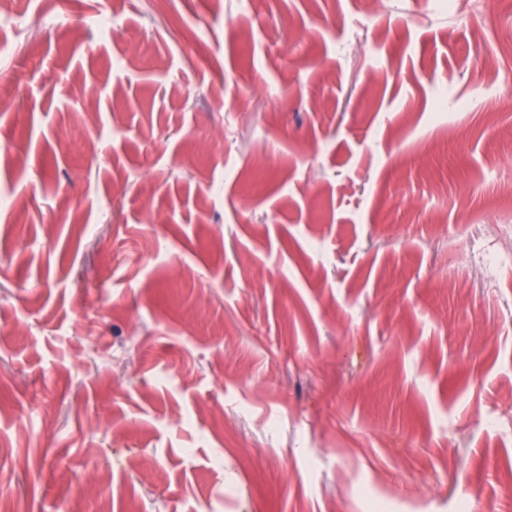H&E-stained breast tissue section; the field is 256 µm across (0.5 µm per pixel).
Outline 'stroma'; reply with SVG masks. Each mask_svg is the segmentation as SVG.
Segmentation results:
<instances>
[{
	"label": "stroma",
	"instance_id": "obj_1",
	"mask_svg": "<svg viewBox=\"0 0 512 512\" xmlns=\"http://www.w3.org/2000/svg\"><path fill=\"white\" fill-rule=\"evenodd\" d=\"M1 10L0 512L512 477V0Z\"/></svg>",
	"mask_w": 512,
	"mask_h": 512
}]
</instances>
